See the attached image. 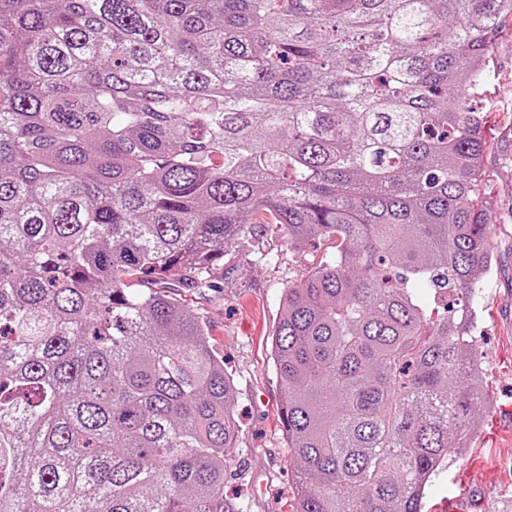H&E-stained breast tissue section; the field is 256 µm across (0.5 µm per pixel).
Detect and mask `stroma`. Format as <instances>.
<instances>
[{"mask_svg": "<svg viewBox=\"0 0 512 512\" xmlns=\"http://www.w3.org/2000/svg\"><path fill=\"white\" fill-rule=\"evenodd\" d=\"M494 43L486 79L492 131L512 125V16ZM497 272L474 298L480 314L476 345L483 385L493 397L479 414L466 450L451 454L426 492L428 512H512V223L495 225L488 243ZM314 241L290 247L273 224L255 225L224 250V264L209 288H184L211 328V341L235 383L240 451L232 457L224 492L243 497L248 512H287L296 492L294 464L280 422L282 390L268 341L282 312L289 281L331 255Z\"/></svg>", "mask_w": 512, "mask_h": 512, "instance_id": "1", "label": "stroma"}]
</instances>
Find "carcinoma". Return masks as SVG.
Wrapping results in <instances>:
<instances>
[{
    "mask_svg": "<svg viewBox=\"0 0 512 512\" xmlns=\"http://www.w3.org/2000/svg\"><path fill=\"white\" fill-rule=\"evenodd\" d=\"M512 0H0V512H246L233 378L174 288L274 224L335 251L270 353L291 512H423L474 345ZM425 286L453 300L439 310ZM502 34L494 43L493 63L487 75L488 89L492 106L488 130V139L493 141L494 134L512 121V16L503 19Z\"/></svg>",
    "mask_w": 512,
    "mask_h": 512,
    "instance_id": "1",
    "label": "carcinoma"
}]
</instances>
